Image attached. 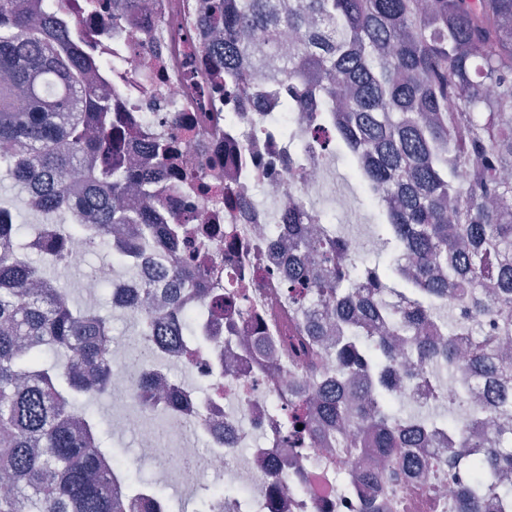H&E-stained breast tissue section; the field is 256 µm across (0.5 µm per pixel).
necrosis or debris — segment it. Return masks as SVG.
I'll return each instance as SVG.
<instances>
[{"label": "necrosis or debris", "instance_id": "1", "mask_svg": "<svg viewBox=\"0 0 512 512\" xmlns=\"http://www.w3.org/2000/svg\"><path fill=\"white\" fill-rule=\"evenodd\" d=\"M211 0H146L132 20L99 22L90 17L87 0H66L65 16L81 21L83 32L77 51L84 58L87 76L99 92L112 100V114L127 129L128 150L141 156L147 135L181 136L183 163L193 174L205 169L210 179L233 183L238 201L228 207L211 202L191 178L179 181L156 164H147L167 209L177 213L184 227L206 230L200 251L220 280L236 268L224 246V230L233 224L245 228L257 240L260 267L253 303L265 316L269 346L253 347L256 331L249 315L234 322L211 319L208 294L184 289L181 308L193 311L202 335L210 342L202 349L184 344L170 349V357L197 380L186 388L169 379V398L142 399L134 378L120 368L112 370L113 401L139 405L141 417L114 422L116 431L133 435L143 457L165 452L167 470L186 487L203 486L215 478L234 489L229 499L213 502L210 512H356V503L340 490L339 479L355 466L346 449L325 453L310 449L314 465L307 482L293 473L299 463L294 449L279 437L271 407L286 404L289 383H305L297 360L288 355V296L285 280L287 234H274L279 196L287 191L311 200L323 184L325 168L306 162L298 176L288 174L285 159L288 142L273 137L280 115L273 98L262 97L246 120L225 121L224 108L212 105L209 95V58L202 47L210 40L205 23ZM61 242L63 262L78 268L88 252L86 235L59 241L53 223L38 225L31 242L35 250L50 254L53 242ZM171 405L173 412L162 424L146 423L158 407ZM252 462L234 458L235 448L251 439ZM272 457L284 478L281 507L267 505L266 471L256 459ZM461 470L442 475L439 466H419L415 475L383 485L382 512H447L449 499L467 485Z\"/></svg>", "mask_w": 512, "mask_h": 512}]
</instances>
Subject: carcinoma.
<instances>
[{"instance_id":"1","label":"carcinoma","mask_w":512,"mask_h":512,"mask_svg":"<svg viewBox=\"0 0 512 512\" xmlns=\"http://www.w3.org/2000/svg\"><path fill=\"white\" fill-rule=\"evenodd\" d=\"M24 2L0 0V165L23 189L42 188L31 209L65 213L63 178L98 160L84 170L87 235L106 246L112 225H130L119 260L135 270L143 239L163 252L179 245L178 218L153 208L151 176L105 132L111 100L86 80L79 26L59 19L63 0H43L38 18ZM210 9L224 101L249 108L263 81L279 111L308 113V136L327 133L349 157L368 155L356 177L380 217L376 241L389 256L403 245L415 256L404 281L391 260L349 258L351 234H313L309 225L330 223L313 204L279 209L292 265L291 349L315 379L309 394L288 395V444L305 452L328 443L349 420L343 447L358 464L343 487L360 512H376V489L408 477L429 435L446 432L439 463L470 476L448 512H512V358L501 351L512 340V0H213ZM285 30L298 34L289 50ZM147 152L168 169L177 146L150 138ZM18 232L0 223V474L12 483L0 512H122L105 470L122 461L79 403L110 393L111 371L97 365L110 322L17 260ZM166 274L185 284L205 271L175 260ZM315 298L336 304L334 326L300 318ZM455 300L467 306L462 317ZM141 307L156 330L179 315L176 292L151 282ZM489 320L497 331L477 330ZM384 322L411 339L437 386L463 374L496 398L451 421L447 403L395 400L394 346L374 332ZM460 336L470 338L464 363ZM180 337L195 339L192 318H182V334L159 335L156 370H168L163 344ZM489 412L491 432L454 437Z\"/></svg>"}]
</instances>
